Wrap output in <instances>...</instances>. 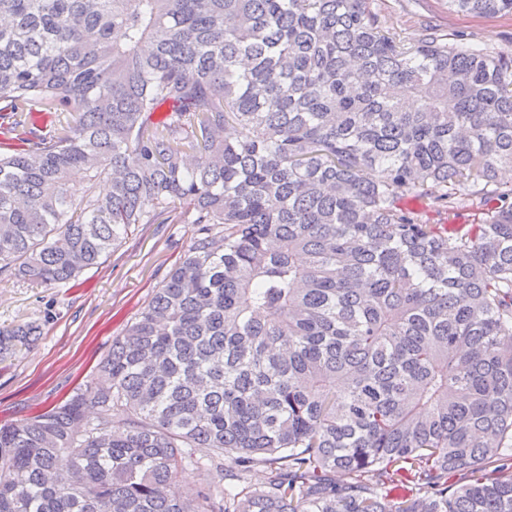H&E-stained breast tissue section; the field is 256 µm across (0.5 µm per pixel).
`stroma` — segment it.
Masks as SVG:
<instances>
[{
    "mask_svg": "<svg viewBox=\"0 0 512 512\" xmlns=\"http://www.w3.org/2000/svg\"><path fill=\"white\" fill-rule=\"evenodd\" d=\"M371 7L386 28L409 38L431 26L452 43L491 50L512 43V16L452 14L445 0H373ZM196 234V225L190 223L132 225L106 259L83 273L76 288L1 279L0 330L32 324L40 334L0 355V423L45 410L85 383ZM190 454V463L176 478L181 493L192 495L222 482V474L207 461L206 449L194 448Z\"/></svg>",
    "mask_w": 512,
    "mask_h": 512,
    "instance_id": "1",
    "label": "stroma"
}]
</instances>
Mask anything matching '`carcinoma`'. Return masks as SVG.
<instances>
[{
  "label": "carcinoma",
  "instance_id": "cac0c4a2",
  "mask_svg": "<svg viewBox=\"0 0 512 512\" xmlns=\"http://www.w3.org/2000/svg\"><path fill=\"white\" fill-rule=\"evenodd\" d=\"M0 112V277L198 225L96 373L0 425V512H512L484 473L512 463V201L451 234L401 204L497 196L511 45L410 40L369 0H0ZM183 448L237 483L180 495ZM398 471L424 495L388 499Z\"/></svg>",
  "mask_w": 512,
  "mask_h": 512
}]
</instances>
